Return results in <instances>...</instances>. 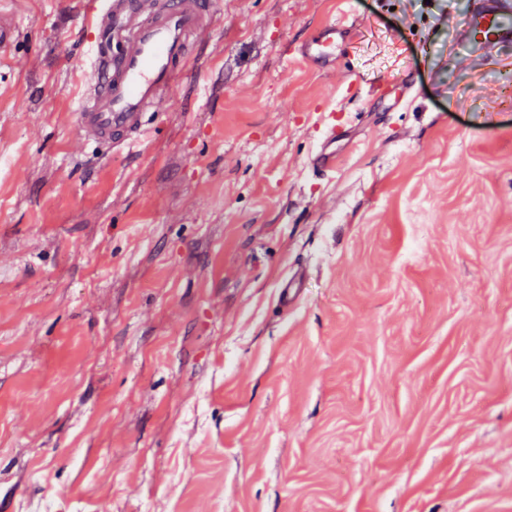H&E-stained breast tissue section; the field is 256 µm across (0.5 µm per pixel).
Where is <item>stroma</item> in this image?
<instances>
[{"label": "stroma", "instance_id": "stroma-1", "mask_svg": "<svg viewBox=\"0 0 512 512\" xmlns=\"http://www.w3.org/2000/svg\"><path fill=\"white\" fill-rule=\"evenodd\" d=\"M89 3L24 0L0 76V512H512V43L217 0L118 153L73 125ZM348 34L349 27L344 21H331L323 28L321 39L309 40L302 45L297 52L298 58L320 68L330 67L335 61L336 42ZM335 112V110H332L327 115L321 116L320 120L324 131L323 141L311 157L314 167L329 171L336 170V154L329 151L328 146L336 141V136L343 134L344 129L340 117H337Z\"/></svg>", "mask_w": 512, "mask_h": 512}]
</instances>
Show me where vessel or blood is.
Segmentation results:
<instances>
[{
    "mask_svg": "<svg viewBox=\"0 0 512 512\" xmlns=\"http://www.w3.org/2000/svg\"><path fill=\"white\" fill-rule=\"evenodd\" d=\"M20 10V0H0V69L18 36ZM215 18L214 0H100L94 60L74 114L80 137L119 151L138 144L146 115L164 103L189 64L193 39ZM348 33L344 21H331L321 38L305 42L297 55L321 68L332 66L336 43ZM465 35L484 54L512 43V0H476ZM321 123L323 142L311 162L332 171L336 155L328 146L344 126L332 112Z\"/></svg>",
    "mask_w": 512,
    "mask_h": 512,
    "instance_id": "vessel-or-blood-1",
    "label": "vessel or blood"
}]
</instances>
